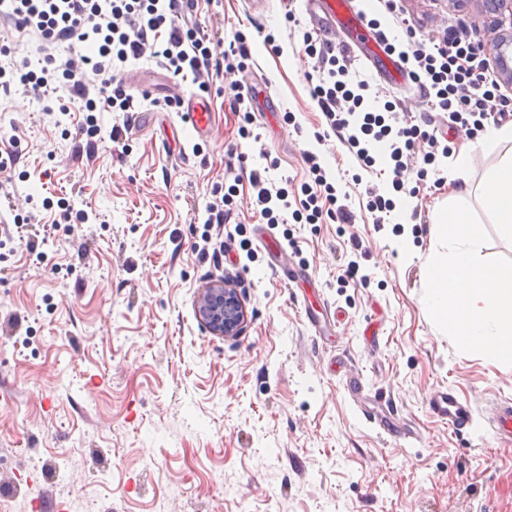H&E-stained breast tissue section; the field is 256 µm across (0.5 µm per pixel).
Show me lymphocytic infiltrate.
<instances>
[{
  "instance_id": "obj_1",
  "label": "lymphocytic infiltrate",
  "mask_w": 512,
  "mask_h": 512,
  "mask_svg": "<svg viewBox=\"0 0 512 512\" xmlns=\"http://www.w3.org/2000/svg\"><path fill=\"white\" fill-rule=\"evenodd\" d=\"M382 3L405 32L407 47L399 51V58L410 65L412 82L420 94L433 98L449 127L479 129L512 113V98L502 93L482 45L454 27L440 42L426 40L405 19L399 0ZM192 4L193 0H0V18L13 22L18 32L35 33L48 48L40 71L19 76L28 93L41 98L62 88L70 105L80 111L132 112L136 106L126 91L128 61L144 58L172 75H192L203 90L225 74L244 71L250 57L245 36L228 40L221 26L189 21ZM80 43L94 45L95 53L77 52ZM303 51L313 61L317 82L310 95L322 112L326 133L336 136L363 168L376 163L362 143L366 136L388 141L394 188H401L407 161L415 153H422L425 164L435 161L441 146L435 134L395 116L390 104L381 115L363 111L368 83L361 80L349 86L347 62L312 34H304ZM389 113L394 116L390 122L385 119ZM310 172L312 183L304 188L306 223L327 218L355 223L348 205L323 209L322 199H334L335 188L318 163H311ZM249 182L255 191V213L268 224L280 223L290 207L287 190H270L268 175L261 169L251 170Z\"/></svg>"
}]
</instances>
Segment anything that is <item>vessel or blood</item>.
I'll use <instances>...</instances> for the list:
<instances>
[{
	"label": "vessel or blood",
	"instance_id": "obj_1",
	"mask_svg": "<svg viewBox=\"0 0 512 512\" xmlns=\"http://www.w3.org/2000/svg\"><path fill=\"white\" fill-rule=\"evenodd\" d=\"M304 11L311 23L323 32H341L351 44L366 54L375 71L382 76H391L392 72L401 71L402 64L388 51L368 26L363 11L355 9L351 0H301ZM183 103L185 112L180 113L182 123L191 126L197 136H208L211 130L210 108L205 97L189 95ZM433 416L460 431L473 421L470 402L456 395L453 390H438L428 402Z\"/></svg>",
	"mask_w": 512,
	"mask_h": 512
}]
</instances>
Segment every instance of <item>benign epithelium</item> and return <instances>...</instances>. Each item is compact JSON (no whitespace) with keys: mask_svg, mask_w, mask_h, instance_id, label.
I'll return each instance as SVG.
<instances>
[{"mask_svg":"<svg viewBox=\"0 0 512 512\" xmlns=\"http://www.w3.org/2000/svg\"><path fill=\"white\" fill-rule=\"evenodd\" d=\"M483 9L491 15L509 12L512 20V0H483ZM495 41L492 51L501 61L512 56V31L503 28L498 21L493 27ZM200 323L214 336L234 337L243 333L247 324V312L237 286L223 280L201 290L196 301Z\"/></svg>","mask_w":512,"mask_h":512,"instance_id":"7a95c632","label":"benign epithelium"}]
</instances>
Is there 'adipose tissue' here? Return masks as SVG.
Segmentation results:
<instances>
[{
	"label": "adipose tissue",
	"mask_w": 512,
	"mask_h": 512,
	"mask_svg": "<svg viewBox=\"0 0 512 512\" xmlns=\"http://www.w3.org/2000/svg\"><path fill=\"white\" fill-rule=\"evenodd\" d=\"M491 142L506 143L484 184V203L493 214L502 236L512 238V128L494 131Z\"/></svg>",
	"instance_id": "ef3b65f1"
}]
</instances>
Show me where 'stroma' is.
I'll return each mask as SVG.
<instances>
[{"mask_svg": "<svg viewBox=\"0 0 512 512\" xmlns=\"http://www.w3.org/2000/svg\"><path fill=\"white\" fill-rule=\"evenodd\" d=\"M433 38L462 26L489 45L480 0H402ZM289 0H197L200 22L242 33L249 66L236 73L257 102L250 121L216 83L213 125L201 139L177 114L61 112L68 94L37 100L19 83L0 92V152L19 159L0 177V498L10 512H512V442H497L494 405L512 402V365L458 352L422 299L438 243L433 211L469 153L468 203L489 234L485 253L512 258L483 204L497 153L493 125L450 133L448 156L409 174L402 189L378 160L361 170L337 138L317 139L323 116L309 92L312 61L287 29ZM275 33V45L264 38ZM0 66L41 58V42L0 24ZM370 103H398L415 123L437 112L411 81L391 86L361 59ZM128 120L125 146L113 123ZM251 136L243 138L240 127ZM316 155L352 224L269 226L252 210L247 172L268 168L292 206ZM396 208L375 225L366 186ZM232 192L229 238L204 240L205 207ZM82 210L86 221L67 216ZM47 228L28 249L30 228ZM309 273L286 286L265 239ZM367 279H344L348 261ZM233 279L248 315L243 335L209 333L195 315L202 288ZM357 390H349L350 377ZM439 388L465 395L470 427L455 432L429 412ZM387 404L393 424L416 432L399 446L366 414Z\"/></svg>", "mask_w": 512, "mask_h": 512, "instance_id": "35a3bbf8", "label": "stroma"}]
</instances>
